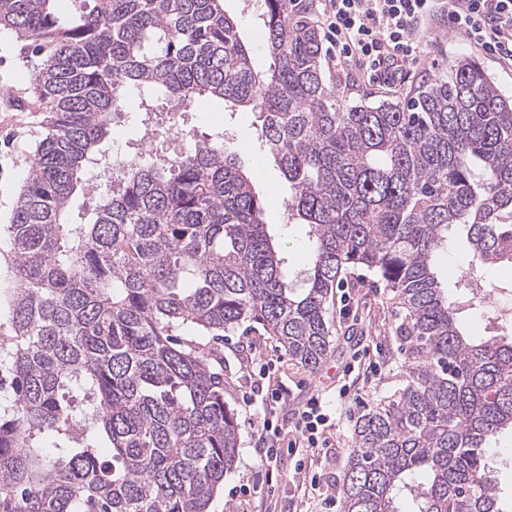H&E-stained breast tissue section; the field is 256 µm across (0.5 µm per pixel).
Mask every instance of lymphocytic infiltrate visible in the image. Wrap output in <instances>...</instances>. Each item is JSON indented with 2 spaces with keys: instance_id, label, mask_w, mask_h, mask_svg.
Segmentation results:
<instances>
[{
  "instance_id": "1",
  "label": "lymphocytic infiltrate",
  "mask_w": 512,
  "mask_h": 512,
  "mask_svg": "<svg viewBox=\"0 0 512 512\" xmlns=\"http://www.w3.org/2000/svg\"><path fill=\"white\" fill-rule=\"evenodd\" d=\"M331 57L337 64L355 58L368 78L399 85L421 53L420 25L433 16L438 0H317ZM448 18L462 38L512 62V0H448ZM330 425L322 396L311 397L293 424L296 444H325Z\"/></svg>"
}]
</instances>
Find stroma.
Masks as SVG:
<instances>
[{
    "instance_id": "stroma-1",
    "label": "stroma",
    "mask_w": 512,
    "mask_h": 512,
    "mask_svg": "<svg viewBox=\"0 0 512 512\" xmlns=\"http://www.w3.org/2000/svg\"><path fill=\"white\" fill-rule=\"evenodd\" d=\"M226 13L234 17L243 41L252 48L255 70H267L272 59L265 48L261 20L247 0H224ZM423 52L409 77L390 88L368 81L356 66L337 71L332 61L324 63L327 85L344 91L348 98L367 95L375 100L398 101L422 77H436L449 59H480L500 91L512 95V69L496 63L482 50L465 44L447 16H438L419 32ZM192 112L193 129L220 131L224 145L237 152L245 169L254 175V187L265 203L263 220L275 242L288 254L290 264L303 269L306 254L304 231L289 224L285 211L288 183L280 168L261 150L256 140V118L251 109L227 107L217 99L198 100ZM42 115L28 79V67L20 46L0 36V224L8 223L31 163L34 142L40 134ZM444 268L451 275L444 286L465 296L468 282L502 284L512 279V269L490 268L473 261L465 244L444 255ZM332 324V352L317 369H309L292 359L274 337L255 331L231 332L224 336V401L240 424L238 456L226 473L221 491L212 500L209 512H339L342 481L350 450L354 446L353 425L363 407L387 400L402 380L404 355L395 338L400 313L392 293L366 269H351L342 287L334 289L328 302ZM370 353L371 366H355L356 349ZM263 359L270 369L269 379L251 370V362ZM350 376L352 396L337 404L333 390L338 379ZM282 382L290 391L278 405L277 418L290 426L302 404L317 393L336 412L325 447L302 448L292 453L280 449L273 464L265 462V447L252 422L261 413V399L268 380ZM317 474L315 490L303 493L304 475Z\"/></svg>"
}]
</instances>
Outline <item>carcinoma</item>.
<instances>
[{
  "instance_id": "1",
  "label": "carcinoma",
  "mask_w": 512,
  "mask_h": 512,
  "mask_svg": "<svg viewBox=\"0 0 512 512\" xmlns=\"http://www.w3.org/2000/svg\"><path fill=\"white\" fill-rule=\"evenodd\" d=\"M0 0L22 44L42 136L0 225V512H208L236 461L224 333L259 325L315 369L327 302L351 267L401 305L402 386L354 423L340 512H512L489 449L512 430V339H477L441 287L456 238L512 267V99L458 58L404 100L354 103L323 77L297 0H256L273 59L254 70L224 0ZM249 107L308 226L302 285L224 134L169 164L112 158V188L71 219L123 112L170 101ZM192 330L209 336L174 346Z\"/></svg>"
}]
</instances>
